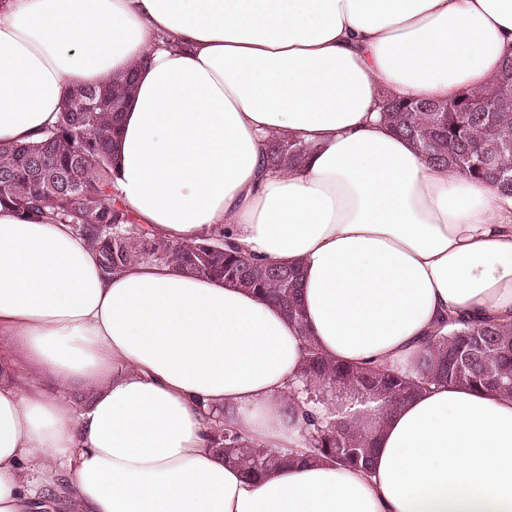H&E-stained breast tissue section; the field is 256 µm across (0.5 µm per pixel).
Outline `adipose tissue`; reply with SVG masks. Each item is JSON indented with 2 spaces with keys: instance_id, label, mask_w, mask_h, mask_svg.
<instances>
[{
  "instance_id": "adipose-tissue-1",
  "label": "adipose tissue",
  "mask_w": 512,
  "mask_h": 512,
  "mask_svg": "<svg viewBox=\"0 0 512 512\" xmlns=\"http://www.w3.org/2000/svg\"><path fill=\"white\" fill-rule=\"evenodd\" d=\"M512 0H0V143L54 124L77 85L139 65L113 188L171 240L299 267L303 324L250 290L156 264L104 273L67 224L0 207V512H512V394L438 385L384 415L370 470L301 457L308 344L407 366L443 317L512 321V196L425 161L385 94L482 89ZM307 143L271 170L265 143ZM17 346L57 393L22 378ZM237 429L288 465L246 480Z\"/></svg>"
}]
</instances>
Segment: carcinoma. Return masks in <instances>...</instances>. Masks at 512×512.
<instances>
[{
    "label": "carcinoma",
    "mask_w": 512,
    "mask_h": 512,
    "mask_svg": "<svg viewBox=\"0 0 512 512\" xmlns=\"http://www.w3.org/2000/svg\"><path fill=\"white\" fill-rule=\"evenodd\" d=\"M135 74L129 72L118 88L85 86L82 98L61 112L59 120L36 142L0 144V206L24 219L69 224L96 253L100 267L110 272L135 263L171 266L184 274L205 276L247 288L277 304L288 319L303 322L299 270L259 265L218 232L197 243L160 238L131 220L112 195L114 141L118 110ZM502 100L486 102L485 91L471 97L485 101L476 112H456L457 99L429 112L430 100L390 97L381 112L390 129L417 147L425 160L512 195V86L501 88ZM97 104L94 112L85 108ZM308 146L288 139L268 143L266 159L274 167L302 164ZM301 382L307 395L319 401L325 392L347 391L363 403L377 402L382 411L401 405L432 384L476 391L512 393V322L471 319L448 314L425 348L404 372L331 363L308 346ZM307 454L336 465L367 468L373 448L365 430L328 417L306 419ZM214 450L238 463L248 478H256L281 463L280 456L237 431H217Z\"/></svg>",
    "instance_id": "carcinoma-1"
}]
</instances>
